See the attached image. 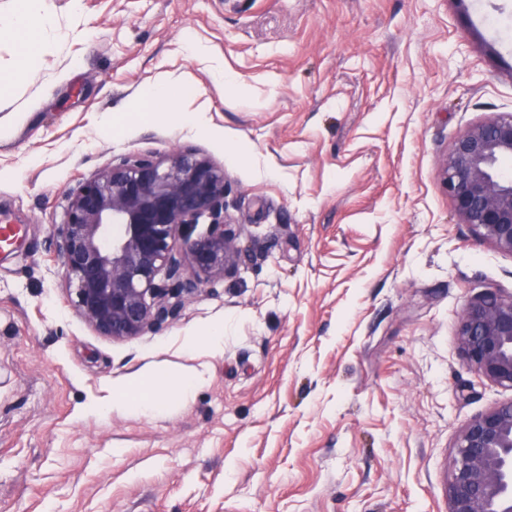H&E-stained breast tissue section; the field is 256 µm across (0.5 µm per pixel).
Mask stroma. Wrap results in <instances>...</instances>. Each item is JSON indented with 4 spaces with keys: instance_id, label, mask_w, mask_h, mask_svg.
<instances>
[{
    "instance_id": "stroma-1",
    "label": "stroma",
    "mask_w": 512,
    "mask_h": 512,
    "mask_svg": "<svg viewBox=\"0 0 512 512\" xmlns=\"http://www.w3.org/2000/svg\"><path fill=\"white\" fill-rule=\"evenodd\" d=\"M44 50L0 36V512H448L455 445L512 401L458 314L512 294V254L439 168L512 113V0H44ZM194 38L207 54L194 56ZM235 85L216 78L215 67ZM157 79L203 109L143 120ZM190 146L223 166L237 267L124 340L72 307L51 241L112 161ZM224 325V354L192 330ZM209 381L166 416L82 415L145 366ZM183 343L193 352L209 356L221 355L224 353V325L215 326L206 335L190 332L183 336Z\"/></svg>"
}]
</instances>
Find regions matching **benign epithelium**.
I'll list each match as a JSON object with an SVG mask.
<instances>
[{
	"instance_id": "benign-epithelium-1",
	"label": "benign epithelium",
	"mask_w": 512,
	"mask_h": 512,
	"mask_svg": "<svg viewBox=\"0 0 512 512\" xmlns=\"http://www.w3.org/2000/svg\"><path fill=\"white\" fill-rule=\"evenodd\" d=\"M512 113L469 126L440 179L467 224L512 254ZM224 169L193 148L132 154L99 170L71 198L54 239L72 304L96 332L140 336L174 320L182 294L236 268L234 223L224 218ZM209 219V228L194 235ZM201 280L183 277L182 258ZM458 336L478 376L512 389V295L489 288L462 310ZM448 512H512V401L468 421L448 484Z\"/></svg>"
}]
</instances>
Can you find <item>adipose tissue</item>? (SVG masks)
I'll return each mask as SVG.
<instances>
[{
    "mask_svg": "<svg viewBox=\"0 0 512 512\" xmlns=\"http://www.w3.org/2000/svg\"><path fill=\"white\" fill-rule=\"evenodd\" d=\"M43 11V0H18L16 10L0 14V32L11 33L23 54L30 55L43 44L39 28L50 25ZM204 372L195 370L167 373L152 367L143 368L112 389V411L119 415L170 413L173 404H185L193 392L205 384Z\"/></svg>",
    "mask_w": 512,
    "mask_h": 512,
    "instance_id": "obj_1",
    "label": "adipose tissue"
}]
</instances>
